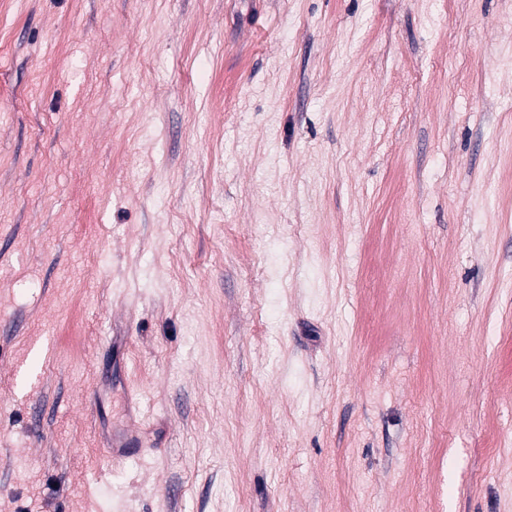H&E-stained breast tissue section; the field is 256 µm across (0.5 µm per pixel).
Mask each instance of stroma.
<instances>
[{
  "instance_id": "1",
  "label": "stroma",
  "mask_w": 512,
  "mask_h": 512,
  "mask_svg": "<svg viewBox=\"0 0 512 512\" xmlns=\"http://www.w3.org/2000/svg\"><path fill=\"white\" fill-rule=\"evenodd\" d=\"M0 512H512V0H0Z\"/></svg>"
}]
</instances>
